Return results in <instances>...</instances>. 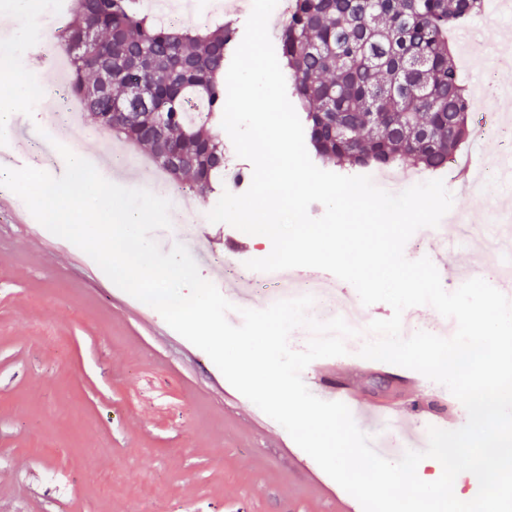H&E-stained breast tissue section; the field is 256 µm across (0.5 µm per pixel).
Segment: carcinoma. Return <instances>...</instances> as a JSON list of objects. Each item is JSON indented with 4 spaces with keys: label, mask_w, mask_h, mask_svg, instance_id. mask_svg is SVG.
Listing matches in <instances>:
<instances>
[{
    "label": "carcinoma",
    "mask_w": 512,
    "mask_h": 512,
    "mask_svg": "<svg viewBox=\"0 0 512 512\" xmlns=\"http://www.w3.org/2000/svg\"><path fill=\"white\" fill-rule=\"evenodd\" d=\"M487 0H293L280 59L313 155L439 172L471 136L448 31ZM235 29L148 16L141 0H70L57 30L84 116L205 199L223 185L224 61Z\"/></svg>",
    "instance_id": "1"
}]
</instances>
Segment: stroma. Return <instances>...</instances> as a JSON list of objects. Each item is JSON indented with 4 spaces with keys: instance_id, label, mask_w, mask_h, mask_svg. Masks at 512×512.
<instances>
[{
    "instance_id": "obj_1",
    "label": "stroma",
    "mask_w": 512,
    "mask_h": 512,
    "mask_svg": "<svg viewBox=\"0 0 512 512\" xmlns=\"http://www.w3.org/2000/svg\"><path fill=\"white\" fill-rule=\"evenodd\" d=\"M476 40L457 60L470 93L476 132L484 142L478 164L496 167L508 145L500 123L512 124V103L484 93L493 71L512 85V21L477 15ZM16 54L36 74L48 99L59 77L41 68L15 23L0 16V56ZM10 113L0 166L12 167L15 148L34 155L50 147L37 131L40 112L18 96L0 97ZM452 212L471 222L491 203L441 172ZM173 198L200 217L210 243L194 260L204 279L217 261L262 258L246 233L207 219L212 200L165 182ZM479 264L498 285V259L473 244L459 245L439 271L447 291L459 283L460 261ZM99 271L68 240L40 229L24 202L0 187V512H338L325 491L326 473L301 448L289 447L280 424L259 429V408L237 391L209 356L174 331L157 310ZM396 367L364 373L365 400H400L421 423L427 396L402 389Z\"/></svg>"
}]
</instances>
